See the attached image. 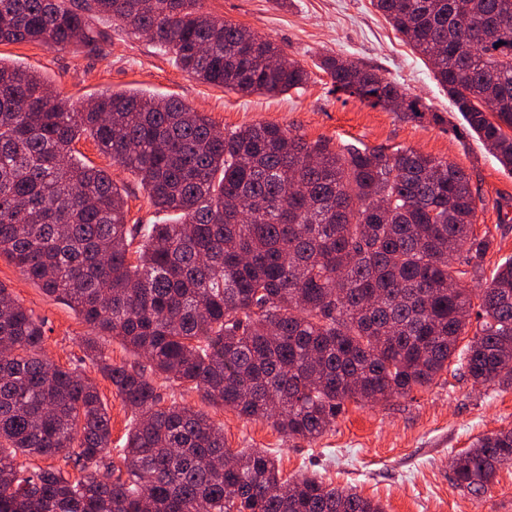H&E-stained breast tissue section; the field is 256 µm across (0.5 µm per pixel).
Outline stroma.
<instances>
[{
	"label": "stroma",
	"mask_w": 512,
	"mask_h": 512,
	"mask_svg": "<svg viewBox=\"0 0 512 512\" xmlns=\"http://www.w3.org/2000/svg\"><path fill=\"white\" fill-rule=\"evenodd\" d=\"M202 9L280 45L308 70V83L285 95H242L208 85L182 71L149 38L105 20L95 23L105 35L97 51L12 43L0 44V58L43 76L55 94L77 105L112 91L137 90L177 98L223 131L273 123L334 149L345 144L412 148L446 160L469 174L481 198L474 230L491 240L479 275L467 277L466 287H484L496 268L512 259V173L465 132L430 66L371 0H203ZM328 54L379 69L408 97L420 98L428 115L406 118L334 92L318 67ZM434 112L447 116V123H434ZM74 155L111 173L125 192L128 224L177 220L176 212L154 206L135 173L115 164L92 137L76 141ZM0 285L43 320L45 354L62 367L79 368L95 383L111 417L112 445L122 447L132 414L86 355L83 342L94 338L116 364L137 365L140 357L118 339L93 336L66 300L46 294L4 256ZM156 385L162 405L208 413L223 430L227 448L267 451L285 478L316 476L380 501L385 512H512V467L500 468L480 495L458 487L452 470L454 458L478 437L512 429V387L473 386L458 367L406 396L368 406L347 403L330 428L310 442L288 438L268 421L212 406L177 381L160 377Z\"/></svg>",
	"instance_id": "35a3bbf8"
}]
</instances>
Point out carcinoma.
<instances>
[{"label": "carcinoma", "instance_id": "cac0c4a2", "mask_svg": "<svg viewBox=\"0 0 512 512\" xmlns=\"http://www.w3.org/2000/svg\"><path fill=\"white\" fill-rule=\"evenodd\" d=\"M200 2L0 0V43L92 51L94 20L108 17L209 85L276 95L308 82L272 40ZM373 5L512 172V0ZM319 68L337 92L424 115L374 68L333 55ZM84 133L180 222L127 224L112 178L73 157ZM477 200L463 169L410 148L334 150L275 124L222 133L174 98L114 93L73 108L0 62V255L150 363L112 364L86 341L135 417L114 450L96 386L44 356L43 321L0 285V512H384L314 476L283 479L264 450L231 451L204 412L159 406L153 375L308 440L346 403L428 387L454 359L475 386H512V259L479 293L461 285L491 245L473 231ZM71 448L74 478L16 464ZM503 466L512 429L478 438L454 478L484 492Z\"/></svg>", "mask_w": 512, "mask_h": 512}]
</instances>
